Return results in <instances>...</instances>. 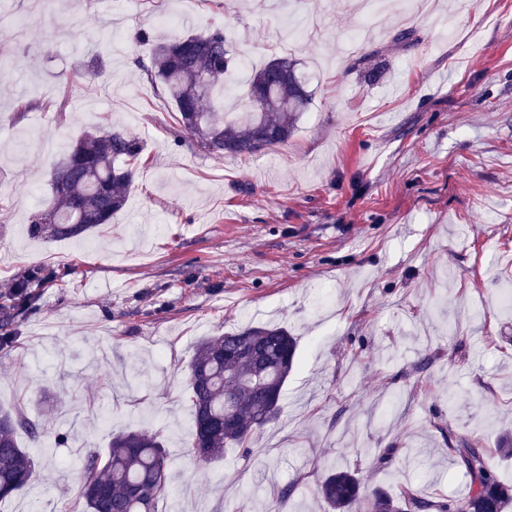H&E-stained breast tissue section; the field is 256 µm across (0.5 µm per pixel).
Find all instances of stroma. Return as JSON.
Masks as SVG:
<instances>
[{
    "label": "stroma",
    "mask_w": 512,
    "mask_h": 512,
    "mask_svg": "<svg viewBox=\"0 0 512 512\" xmlns=\"http://www.w3.org/2000/svg\"><path fill=\"white\" fill-rule=\"evenodd\" d=\"M0 0V291L65 269L0 350V408L39 479L0 512H85L79 460L161 432L158 512H330V466L366 492L460 499L448 448L479 441L512 487V0ZM226 29L254 65L287 57L311 100L288 143L216 156L175 140L133 58L138 29ZM413 29L410 49L388 36ZM146 144L126 207L73 239L30 236L49 172L84 131ZM266 324L298 341L253 451L190 452L199 340ZM393 449L380 463L381 449Z\"/></svg>",
    "instance_id": "obj_1"
}]
</instances>
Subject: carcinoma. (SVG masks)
Returning <instances> with one entry per match:
<instances>
[{"mask_svg": "<svg viewBox=\"0 0 512 512\" xmlns=\"http://www.w3.org/2000/svg\"><path fill=\"white\" fill-rule=\"evenodd\" d=\"M134 64L179 114L180 133L209 154L251 156L288 142L296 113L309 100L296 64L275 58L251 72L245 103L228 119L224 96L230 89L224 80L232 78L238 62L222 27L160 41L149 63L136 59ZM144 151L142 140L119 128L85 133L51 170L52 195L32 215L31 235L67 239L111 223L126 206ZM58 277L56 268L35 263L0 293V350L12 347L15 323L36 309L39 289ZM296 347V338L278 325L246 326L197 343L186 380L196 457L218 461L228 447L250 453L253 433L279 410ZM20 429L40 437L24 412L0 411V504L37 481L35 463L17 441ZM453 452L469 479V493L462 499L430 501L411 490L398 501L380 493L363 498L357 475L338 466L329 469L316 495L334 512H504L512 490L487 466L485 450L460 437ZM167 465L160 433H119L105 456L86 449L80 495L89 512H157L166 492Z\"/></svg>", "mask_w": 512, "mask_h": 512, "instance_id": "carcinoma-1", "label": "carcinoma"}]
</instances>
